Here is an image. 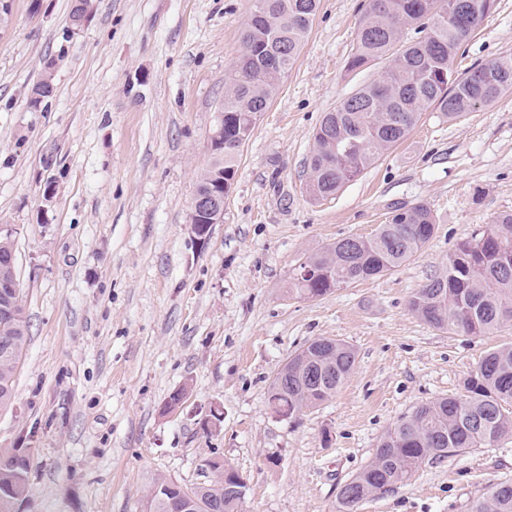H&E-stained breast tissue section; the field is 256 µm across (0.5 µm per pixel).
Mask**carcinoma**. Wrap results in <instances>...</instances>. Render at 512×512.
Instances as JSON below:
<instances>
[{"label":"carcinoma","instance_id":"carcinoma-1","mask_svg":"<svg viewBox=\"0 0 512 512\" xmlns=\"http://www.w3.org/2000/svg\"><path fill=\"white\" fill-rule=\"evenodd\" d=\"M242 32L243 54L224 78V139L243 145L288 76L308 35L318 0H255ZM498 0H369L357 28L347 69L378 66L376 78L325 113L316 133L306 181L313 200L336 195L380 157L403 142L432 109L453 119L494 103L512 90V59H494L464 74L455 57ZM418 34L404 38L406 30ZM53 93L51 73L32 91L36 109ZM238 150L211 156L196 194L215 188L214 172L237 173ZM436 220L419 202L391 207L388 221L369 237L339 239L309 255V276L293 272L292 294L317 299L399 267L433 237ZM409 311L444 331L482 336L512 322V212L501 213L475 236L456 244L448 269L410 296ZM22 303L0 316V411L11 407L16 365L26 346ZM354 349L318 338L288 357L268 387L272 413L286 420L330 400L353 373ZM464 394L422 403L380 440L372 460L342 487L337 512H357L362 500L403 483L429 458L512 436V345L486 354L464 380ZM30 466L0 454V512H16L30 493ZM240 485L217 474L192 487L157 478L146 498L149 512H242ZM469 512H512V480L489 485Z\"/></svg>","mask_w":512,"mask_h":512}]
</instances>
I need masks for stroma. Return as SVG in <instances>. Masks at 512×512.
I'll use <instances>...</instances> for the list:
<instances>
[{
  "label": "stroma",
  "mask_w": 512,
  "mask_h": 512,
  "mask_svg": "<svg viewBox=\"0 0 512 512\" xmlns=\"http://www.w3.org/2000/svg\"><path fill=\"white\" fill-rule=\"evenodd\" d=\"M0 26V226L14 229L28 341L0 453L30 459L22 512H147L160 476L191 486L209 460L246 481L244 512H336L346 481L415 406L463 394L512 323L452 334L413 316V291L454 245L512 212V91L451 121L429 111L335 197L305 189L313 134L373 71L346 63L367 0H319L288 77L237 156L224 221L189 224L207 141L253 0H10ZM512 56V0L458 71ZM53 62L54 91L30 109ZM425 202L436 231L389 274L303 300L289 279L336 240L372 235L393 204ZM329 337L357 355L325 404L277 419L267 388ZM185 390L183 406L164 404ZM223 412L206 428L211 407ZM512 479V437L424 461L358 512H468Z\"/></svg>",
  "instance_id": "35a3bbf8"
}]
</instances>
